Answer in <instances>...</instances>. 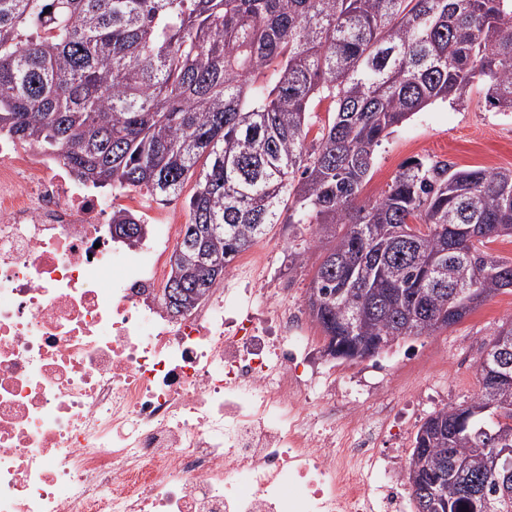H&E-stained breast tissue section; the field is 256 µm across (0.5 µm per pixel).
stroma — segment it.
I'll list each match as a JSON object with an SVG mask.
<instances>
[{
  "label": "stroma",
  "instance_id": "obj_1",
  "mask_svg": "<svg viewBox=\"0 0 512 512\" xmlns=\"http://www.w3.org/2000/svg\"><path fill=\"white\" fill-rule=\"evenodd\" d=\"M413 157L448 160L462 168L512 169V114L491 110L482 85L465 102H435L395 127L377 148L360 198L376 199L401 165ZM311 224H277L256 247L264 267L254 286L288 289L289 302L305 305L320 261ZM512 318V288L487 298L460 322L432 336L410 338L379 354L356 360L326 356L317 336L314 371L321 382L344 392L387 390V408L397 424L419 429L434 412L470 403L478 386L477 367L493 334Z\"/></svg>",
  "mask_w": 512,
  "mask_h": 512
}]
</instances>
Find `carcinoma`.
<instances>
[{
	"mask_svg": "<svg viewBox=\"0 0 512 512\" xmlns=\"http://www.w3.org/2000/svg\"><path fill=\"white\" fill-rule=\"evenodd\" d=\"M475 82L512 113V0H0V135L156 201L198 175L166 310L219 282L198 251L227 267L286 211L319 226L307 306L347 360L350 334L382 350L433 336L512 288V259L486 251L512 238V169L417 157L359 201L392 129ZM323 100L334 112L309 145ZM464 280L480 295L460 307ZM503 439L512 448V386L494 404L482 382L431 415L405 469L415 512L432 497L441 512H512V485L483 462Z\"/></svg>",
	"mask_w": 512,
	"mask_h": 512,
	"instance_id": "obj_1",
	"label": "carcinoma"
}]
</instances>
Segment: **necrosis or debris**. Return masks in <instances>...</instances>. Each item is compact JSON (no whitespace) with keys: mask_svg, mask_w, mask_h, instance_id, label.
Segmentation results:
<instances>
[{"mask_svg":"<svg viewBox=\"0 0 512 512\" xmlns=\"http://www.w3.org/2000/svg\"><path fill=\"white\" fill-rule=\"evenodd\" d=\"M121 211L140 192L0 141V512H407L388 416L300 374V309L219 286L170 316L183 224L118 246Z\"/></svg>","mask_w":512,"mask_h":512,"instance_id":"necrosis-or-debris-1","label":"necrosis or debris"}]
</instances>
